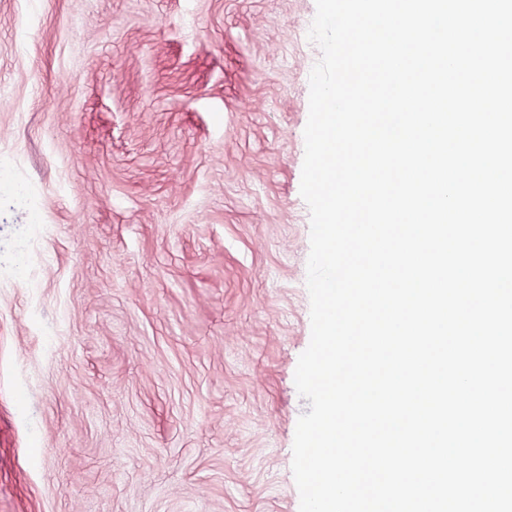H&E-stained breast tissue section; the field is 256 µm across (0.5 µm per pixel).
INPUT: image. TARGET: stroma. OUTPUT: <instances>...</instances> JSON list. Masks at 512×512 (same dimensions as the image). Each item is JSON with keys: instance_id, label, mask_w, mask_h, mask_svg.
<instances>
[{"instance_id": "obj_1", "label": "stroma", "mask_w": 512, "mask_h": 512, "mask_svg": "<svg viewBox=\"0 0 512 512\" xmlns=\"http://www.w3.org/2000/svg\"><path fill=\"white\" fill-rule=\"evenodd\" d=\"M315 0H0V512H299Z\"/></svg>"}]
</instances>
